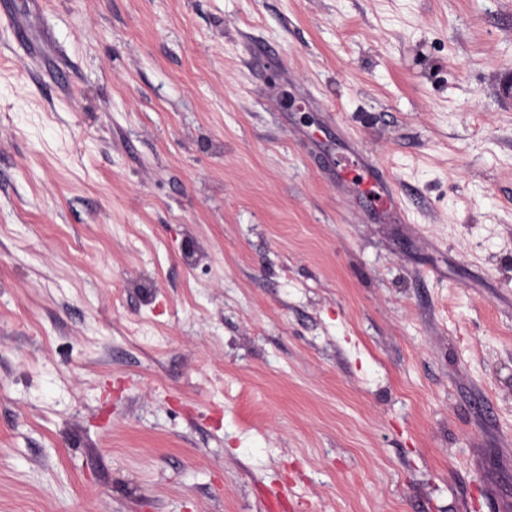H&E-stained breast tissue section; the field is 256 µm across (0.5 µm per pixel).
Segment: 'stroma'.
Returning <instances> with one entry per match:
<instances>
[{
  "label": "stroma",
  "mask_w": 512,
  "mask_h": 512,
  "mask_svg": "<svg viewBox=\"0 0 512 512\" xmlns=\"http://www.w3.org/2000/svg\"><path fill=\"white\" fill-rule=\"evenodd\" d=\"M15 5L0 512H512V0ZM351 175L352 179L364 188L363 194L372 207L395 219L402 217L393 189V181L376 162L358 154L356 167L346 171L343 182L347 183L348 177Z\"/></svg>",
  "instance_id": "35a3bbf8"
}]
</instances>
